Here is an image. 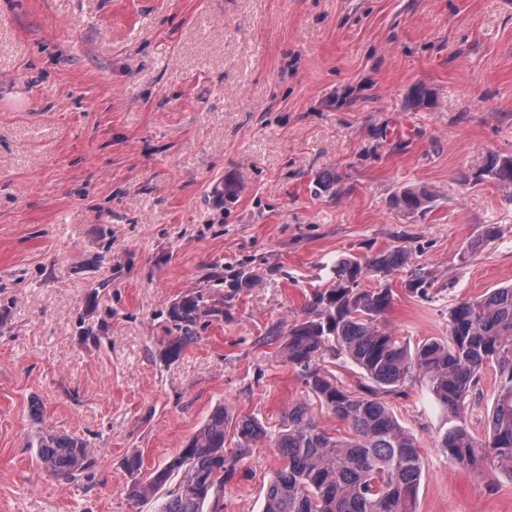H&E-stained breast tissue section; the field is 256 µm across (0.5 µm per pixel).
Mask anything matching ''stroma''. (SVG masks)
<instances>
[{
	"label": "stroma",
	"mask_w": 512,
	"mask_h": 512,
	"mask_svg": "<svg viewBox=\"0 0 512 512\" xmlns=\"http://www.w3.org/2000/svg\"><path fill=\"white\" fill-rule=\"evenodd\" d=\"M493 155L512 156V0H0V512H158L126 458L165 464L219 405L268 436L205 512H263L308 398L270 329L339 260L399 248L408 267L362 287L392 289L383 323L410 345L447 338L454 304L512 284ZM406 187L435 198L401 211ZM242 272L257 284L228 297ZM192 295L216 313L167 357ZM498 384L486 368L466 399L474 435ZM387 401L419 441L417 512H512V478L448 462L457 421L425 384ZM45 429L94 448L92 474L51 476Z\"/></svg>",
	"instance_id": "obj_1"
}]
</instances>
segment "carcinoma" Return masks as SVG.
Listing matches in <instances>:
<instances>
[{
    "instance_id": "obj_1",
    "label": "carcinoma",
    "mask_w": 512,
    "mask_h": 512,
    "mask_svg": "<svg viewBox=\"0 0 512 512\" xmlns=\"http://www.w3.org/2000/svg\"><path fill=\"white\" fill-rule=\"evenodd\" d=\"M485 175L512 185V158L491 157ZM433 197L430 190L408 187L393 204L414 212ZM405 263L400 249L341 260L332 281L306 297L301 317L272 332L283 338L281 351L300 368L309 396L348 432L340 437L324 431L305 402L289 406L274 442L284 463L270 480L264 512H416L422 476L418 442L384 396L422 381L444 409L462 420L466 399L488 367L498 372L500 385L487 434L480 439L456 425L442 435L439 448L455 465L495 467L512 476V285L458 302L448 312V338H429L412 348L380 327L393 303L392 289L360 287L364 277L388 275ZM430 287L421 270L410 274L409 291L425 295ZM205 314L212 311L194 297L172 306L170 317L180 335L168 343L169 356L196 340L192 327ZM329 359L353 363L370 385L361 393L345 388L323 366ZM230 433L236 451L228 456L224 441ZM266 437L259 420L235 416L219 405L164 465L146 472L140 458L128 459L127 495L135 501L153 498L174 479L159 512H203L207 501L220 499L238 462ZM36 448L45 468L64 481L77 480L97 463L94 449L83 441L49 430L41 432Z\"/></svg>"
}]
</instances>
